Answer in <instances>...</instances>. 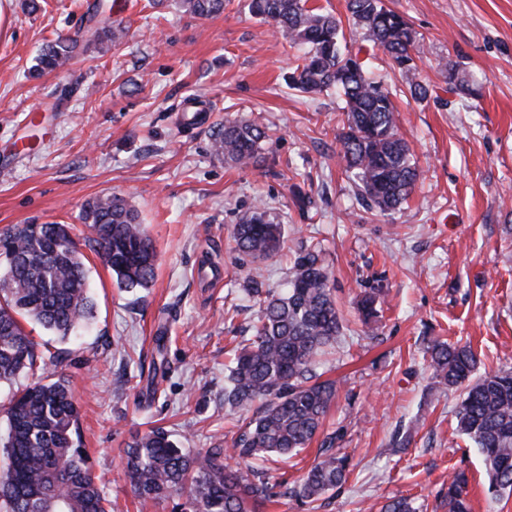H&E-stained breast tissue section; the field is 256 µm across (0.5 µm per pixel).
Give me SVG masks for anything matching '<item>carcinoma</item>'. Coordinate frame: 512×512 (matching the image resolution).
Instances as JSON below:
<instances>
[{
  "mask_svg": "<svg viewBox=\"0 0 512 512\" xmlns=\"http://www.w3.org/2000/svg\"><path fill=\"white\" fill-rule=\"evenodd\" d=\"M185 12L209 19L224 12L226 0H178ZM250 13L272 23L295 49L288 86L303 93L336 92L341 101V158L351 174L355 196L370 211L388 216L405 203L419 169L399 134L393 93L371 77L368 66L347 44L343 21L308 0H249ZM347 20L363 30V40L382 48L392 60L412 99L433 93L416 78L415 57L422 53L416 31L381 0H347ZM126 36L122 22L103 16L85 35L61 38L37 56V70L52 72L79 52L107 39ZM448 91L474 94L455 68L443 70ZM266 127L256 121L226 122L213 135L217 155L253 165L261 155ZM80 219L89 230L85 245L96 252L119 287L146 288L157 263L155 245L135 210L117 195L86 203ZM9 275L0 273V384L13 385L34 374L58 354L45 355L25 330L30 320L69 336L92 314L84 254L66 224H17L4 232ZM235 250L244 256L271 258L281 248V225L255 208L234 225ZM259 275L245 285L260 305L250 338L239 342L224 380V410L237 416L231 447L218 442L192 451L180 447L162 427L131 436L123 449L125 475L143 504L184 496L185 512H260L272 497L288 493L314 502L341 487L350 472L349 457L323 440L316 463L293 487L275 483L252 468L244 474L225 464L229 456L264 461L305 449L319 432L336 398V382L319 380L316 355L336 344L343 324L330 273L319 253L308 249L294 260L286 291L264 289ZM477 358L466 345L435 341L429 368L445 388L464 387L456 412L457 430L483 462L491 493L512 489V371L475 377ZM6 434L0 437V512H108L109 500L88 466L79 444L80 407L63 376L34 381L9 392L0 403ZM469 478L456 470L448 477L443 506L471 512Z\"/></svg>",
  "mask_w": 512,
  "mask_h": 512,
  "instance_id": "carcinoma-1",
  "label": "carcinoma"
}]
</instances>
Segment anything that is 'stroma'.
<instances>
[{
	"label": "stroma",
	"instance_id": "obj_1",
	"mask_svg": "<svg viewBox=\"0 0 512 512\" xmlns=\"http://www.w3.org/2000/svg\"><path fill=\"white\" fill-rule=\"evenodd\" d=\"M29 2L12 0L0 33V232L56 221L80 240L86 202L114 194L158 254L153 282L129 291L85 251L93 319L65 341L25 325L65 358L81 446L114 512H174V500L145 508L133 494L122 464L133 433L162 426L196 450L231 443L224 368L260 311L245 280L258 270L282 290L309 247L332 275L344 326L316 362L338 387L320 434L335 437L352 470L317 510L288 495L264 512H380L401 496L434 512L459 469L472 512H512V493L491 499L480 457L456 430L460 391L436 384L426 363L439 340L470 345L479 373L512 368V0H383L422 38L418 78L440 90L422 102L401 95L388 55L364 47L374 77L397 91L399 133L421 170L389 217L355 198L339 157V99L289 88L294 51L247 0L206 20L175 0H120L121 43L44 73L40 49L78 33L98 0H37L35 11ZM445 65L469 74L476 94L445 92ZM192 99L204 113L185 127ZM253 119L268 129L257 164L214 153L225 121ZM258 204L281 224L284 247L255 263L235 251L232 231ZM367 294L378 312L369 328L357 309Z\"/></svg>",
	"mask_w": 512,
	"mask_h": 512
}]
</instances>
